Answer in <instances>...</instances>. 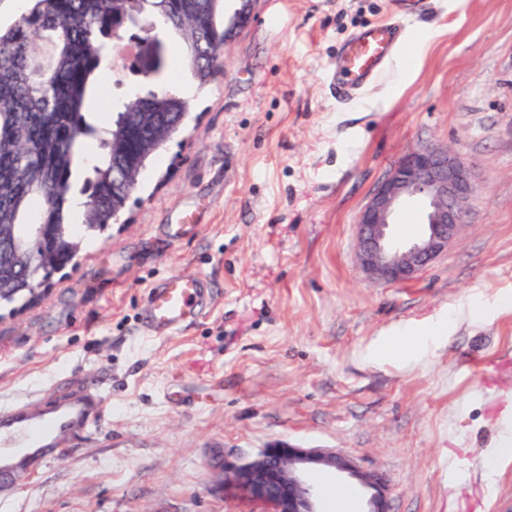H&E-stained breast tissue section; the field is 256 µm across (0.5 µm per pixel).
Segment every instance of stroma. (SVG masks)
<instances>
[{"mask_svg":"<svg viewBox=\"0 0 512 512\" xmlns=\"http://www.w3.org/2000/svg\"><path fill=\"white\" fill-rule=\"evenodd\" d=\"M403 38L350 99L329 75L360 30ZM152 161L125 223L90 235L22 312L0 310V416L85 386L66 449L0 512H266L220 490L225 459L285 442L381 473L390 512L512 500V0H254L224 67ZM474 167L447 252L367 280L356 222L409 150ZM192 224L171 239L177 212ZM206 283L178 331H144L151 288Z\"/></svg>","mask_w":512,"mask_h":512,"instance_id":"35a3bbf8","label":"stroma"}]
</instances>
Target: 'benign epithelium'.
Returning <instances> with one entry per match:
<instances>
[{
	"label": "benign epithelium",
	"mask_w": 512,
	"mask_h": 512,
	"mask_svg": "<svg viewBox=\"0 0 512 512\" xmlns=\"http://www.w3.org/2000/svg\"><path fill=\"white\" fill-rule=\"evenodd\" d=\"M130 0V10L112 29V42L124 39L134 27L141 35L134 40L131 55L141 75L151 79L160 70L165 42ZM473 165L458 152L435 145L409 150L372 193L357 222V262L365 276L374 281L400 284L429 267L460 235L466 213L475 198ZM425 205L421 233L408 241L392 234L400 208L412 203ZM45 225L31 221L28 236L16 239L18 254L30 253L28 243L42 239ZM39 263L25 267L26 287L48 288L37 274ZM54 449L50 444L34 450L0 448V492L14 487L32 472L39 459ZM319 471L334 472L353 480L365 500L363 512H389L387 485L383 477L363 469L354 460L327 448H303L274 443L245 460H224L220 488L238 493L270 507V512H324L312 477Z\"/></svg>",
	"instance_id": "1"
}]
</instances>
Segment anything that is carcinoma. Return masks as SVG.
<instances>
[{"mask_svg": "<svg viewBox=\"0 0 512 512\" xmlns=\"http://www.w3.org/2000/svg\"><path fill=\"white\" fill-rule=\"evenodd\" d=\"M16 21L0 27V237L20 232V224L38 212L42 224L72 226L76 195L85 202L83 224L112 223V208L124 200L112 186L114 160L123 159L137 184L157 155L151 113L176 126L191 112L190 100L162 73L145 94L115 103L112 122L97 130L86 120L93 83L117 55L112 28L126 14V0H24ZM142 8L178 43L177 76L202 88L222 67L224 0H143ZM86 138L98 152L90 175L75 189L76 160ZM49 253L44 268L68 257L48 243L34 247ZM23 268L0 248V289L17 288Z\"/></svg>", "mask_w": 512, "mask_h": 512, "instance_id": "cac0c4a2", "label": "carcinoma"}]
</instances>
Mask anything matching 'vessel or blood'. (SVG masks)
<instances>
[{"label": "vessel or blood", "instance_id": "vessel-or-blood-1", "mask_svg": "<svg viewBox=\"0 0 512 512\" xmlns=\"http://www.w3.org/2000/svg\"><path fill=\"white\" fill-rule=\"evenodd\" d=\"M401 30L395 25L373 26L359 31L336 63L331 81L340 97L350 98L373 83L394 51ZM204 282L195 277H173L150 292L142 312L148 332H170L191 319L202 295ZM30 427L27 421L8 417L0 420V443L26 446Z\"/></svg>", "mask_w": 512, "mask_h": 512}]
</instances>
